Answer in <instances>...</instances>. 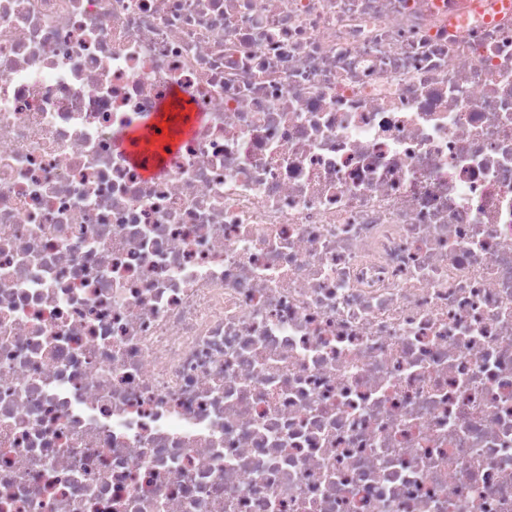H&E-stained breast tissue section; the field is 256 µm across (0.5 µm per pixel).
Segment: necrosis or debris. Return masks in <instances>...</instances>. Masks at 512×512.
<instances>
[{
    "label": "necrosis or debris",
    "instance_id": "4bbe7bcc",
    "mask_svg": "<svg viewBox=\"0 0 512 512\" xmlns=\"http://www.w3.org/2000/svg\"><path fill=\"white\" fill-rule=\"evenodd\" d=\"M472 2L0 0V512H512Z\"/></svg>",
    "mask_w": 512,
    "mask_h": 512
}]
</instances>
